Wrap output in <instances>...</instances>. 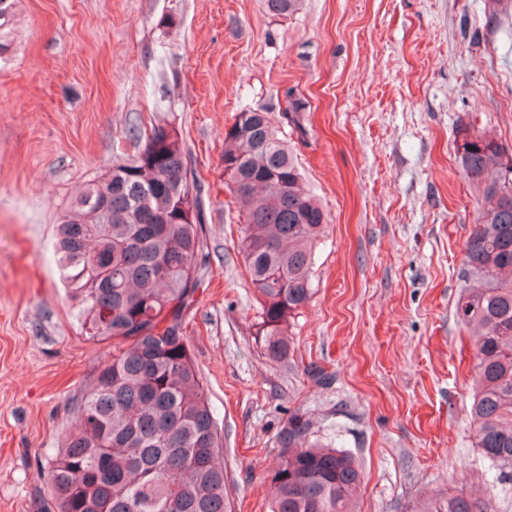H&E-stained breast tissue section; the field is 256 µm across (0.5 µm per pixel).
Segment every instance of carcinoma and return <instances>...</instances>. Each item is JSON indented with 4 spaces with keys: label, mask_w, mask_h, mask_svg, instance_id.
I'll return each instance as SVG.
<instances>
[{
    "label": "carcinoma",
    "mask_w": 512,
    "mask_h": 512,
    "mask_svg": "<svg viewBox=\"0 0 512 512\" xmlns=\"http://www.w3.org/2000/svg\"><path fill=\"white\" fill-rule=\"evenodd\" d=\"M302 0H264L291 15ZM15 0H0V60L11 49ZM144 146L90 181L58 225L57 254L90 334L112 359L76 408L74 428L39 474L44 512H230L218 418L190 355L186 317L204 281L202 201L175 128H140ZM466 135L459 164L482 198L465 244L467 277L454 306L475 348L470 416L496 481L512 480V159ZM224 177L244 220L241 252L259 296L258 335L288 356L285 325L312 295L324 213L266 113L243 109L224 136ZM310 424L281 431L271 512H356L361 473L349 453L306 442ZM417 512H488L460 495Z\"/></svg>",
    "instance_id": "obj_1"
}]
</instances>
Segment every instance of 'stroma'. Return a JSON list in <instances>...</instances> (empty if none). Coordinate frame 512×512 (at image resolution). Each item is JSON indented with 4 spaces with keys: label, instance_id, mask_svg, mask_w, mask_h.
<instances>
[{
    "label": "stroma",
    "instance_id": "stroma-1",
    "mask_svg": "<svg viewBox=\"0 0 512 512\" xmlns=\"http://www.w3.org/2000/svg\"><path fill=\"white\" fill-rule=\"evenodd\" d=\"M246 107L268 110L327 219L283 361L257 334L224 184V132ZM152 118L200 181L209 264L186 335L233 512H269L296 415L359 466L358 512L450 494L512 512L475 446L476 360L454 314L479 198L457 132L512 154V0H303L288 16L263 0H18L0 62V512H41L38 473L112 357L63 286L56 226Z\"/></svg>",
    "mask_w": 512,
    "mask_h": 512
}]
</instances>
